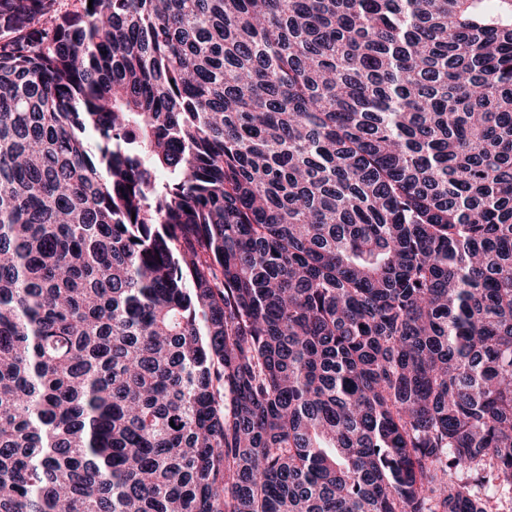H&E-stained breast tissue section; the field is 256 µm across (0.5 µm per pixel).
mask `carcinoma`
Returning a JSON list of instances; mask_svg holds the SVG:
<instances>
[{"mask_svg": "<svg viewBox=\"0 0 512 512\" xmlns=\"http://www.w3.org/2000/svg\"><path fill=\"white\" fill-rule=\"evenodd\" d=\"M75 2L0 0V512L512 508V0Z\"/></svg>", "mask_w": 512, "mask_h": 512, "instance_id": "cac0c4a2", "label": "carcinoma"}]
</instances>
